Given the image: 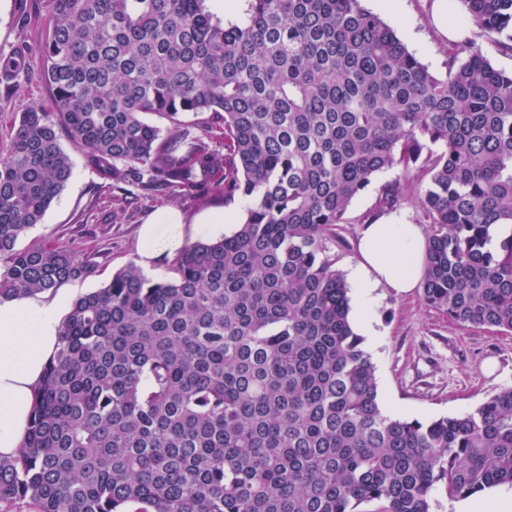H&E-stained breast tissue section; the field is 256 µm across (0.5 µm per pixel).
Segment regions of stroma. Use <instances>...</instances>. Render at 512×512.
<instances>
[{
    "label": "stroma",
    "mask_w": 512,
    "mask_h": 512,
    "mask_svg": "<svg viewBox=\"0 0 512 512\" xmlns=\"http://www.w3.org/2000/svg\"><path fill=\"white\" fill-rule=\"evenodd\" d=\"M434 0H364L429 70L445 74L448 41L436 29ZM51 30V0H0V62L14 59L20 66L10 80L0 81V157L7 152L15 122L22 112L52 111V92L43 74L30 59L44 46ZM59 142L74 160L72 176L46 211L41 224L28 232L20 247L53 242L68 246L77 259L91 260L96 273L72 281V296L102 287L113 273L140 258V230L162 209L178 211L183 223L174 231V242L162 244L149 272L165 278L176 253L185 244L216 240L223 230L202 228L211 213L226 209L243 218L244 200L225 204L220 193L208 200L171 199L158 193L114 190L75 149L67 136ZM388 170L378 174L349 205L345 224L336 229L328 246L340 272L359 260L357 240L365 224L395 216L428 227V219L415 195L404 197L392 211L379 206L382 188L397 178ZM366 316L377 330L363 339L376 368L378 403L385 413L421 421L459 416L472 411L501 389L512 387V334L501 335L463 326L427 306L420 291L406 296L381 289L366 307Z\"/></svg>",
    "instance_id": "35a3bbf8"
}]
</instances>
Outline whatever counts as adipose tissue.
Segmentation results:
<instances>
[{
    "instance_id": "adipose-tissue-1",
    "label": "adipose tissue",
    "mask_w": 512,
    "mask_h": 512,
    "mask_svg": "<svg viewBox=\"0 0 512 512\" xmlns=\"http://www.w3.org/2000/svg\"><path fill=\"white\" fill-rule=\"evenodd\" d=\"M360 261L349 278L358 305L384 288L407 294L424 274L426 238L419 225L395 218L365 225ZM71 309L68 289L0 301V457L17 456L27 443L38 388Z\"/></svg>"
}]
</instances>
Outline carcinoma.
Here are the masks:
<instances>
[{"label": "carcinoma", "mask_w": 512, "mask_h": 512, "mask_svg": "<svg viewBox=\"0 0 512 512\" xmlns=\"http://www.w3.org/2000/svg\"><path fill=\"white\" fill-rule=\"evenodd\" d=\"M207 2L52 0L38 62L58 122L22 113L0 159V299L95 272L17 248L72 176L60 130L114 189L249 205L172 276L131 261L73 301L28 443L0 458V512H431L440 484L451 500L512 485V388L426 423L382 413L326 245L374 175L414 171L423 300L511 334L512 232L493 231L512 224V73L465 40L436 76L362 0H239L236 20ZM459 2L512 51V0Z\"/></svg>", "instance_id": "1"}]
</instances>
